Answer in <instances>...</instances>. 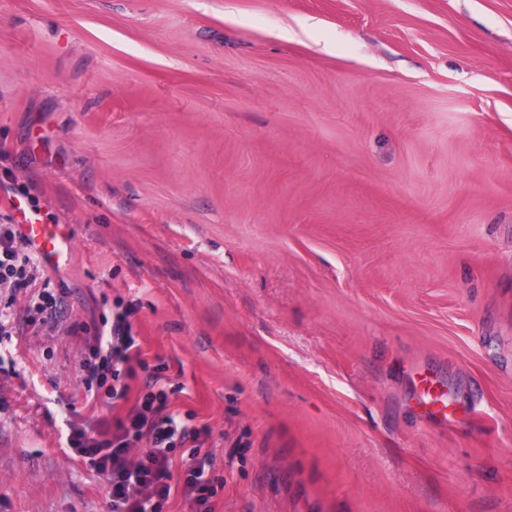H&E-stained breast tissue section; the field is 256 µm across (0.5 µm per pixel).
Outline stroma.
<instances>
[{"mask_svg": "<svg viewBox=\"0 0 512 512\" xmlns=\"http://www.w3.org/2000/svg\"><path fill=\"white\" fill-rule=\"evenodd\" d=\"M16 199L76 241L56 318L0 284V512H108L123 299L223 512H512V0H0Z\"/></svg>", "mask_w": 512, "mask_h": 512, "instance_id": "stroma-1", "label": "stroma"}]
</instances>
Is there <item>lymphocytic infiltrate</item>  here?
Segmentation results:
<instances>
[{"mask_svg": "<svg viewBox=\"0 0 512 512\" xmlns=\"http://www.w3.org/2000/svg\"><path fill=\"white\" fill-rule=\"evenodd\" d=\"M16 238L14 225L0 224V281L24 292L33 284L34 256L19 252ZM138 309L134 300L118 303L109 328L92 337L80 362L86 391H103L111 408L125 402L128 410L73 429L67 443L106 481L109 512H166L176 492L192 512H217L224 480L213 470L212 430L171 410L165 364L141 356L132 322ZM139 373L144 387L132 401L128 381Z\"/></svg>", "mask_w": 512, "mask_h": 512, "instance_id": "lymphocytic-infiltrate-1", "label": "lymphocytic infiltrate"}]
</instances>
